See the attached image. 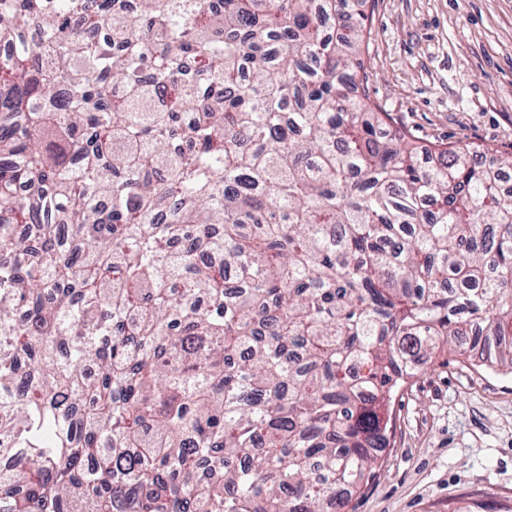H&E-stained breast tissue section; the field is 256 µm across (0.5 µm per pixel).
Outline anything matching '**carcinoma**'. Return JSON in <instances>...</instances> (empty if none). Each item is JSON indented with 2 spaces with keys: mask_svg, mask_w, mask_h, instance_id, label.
<instances>
[{
  "mask_svg": "<svg viewBox=\"0 0 512 512\" xmlns=\"http://www.w3.org/2000/svg\"><path fill=\"white\" fill-rule=\"evenodd\" d=\"M114 2L0 0V512H345L425 359L512 373V192L351 93L359 0Z\"/></svg>",
  "mask_w": 512,
  "mask_h": 512,
  "instance_id": "carcinoma-1",
  "label": "carcinoma"
}]
</instances>
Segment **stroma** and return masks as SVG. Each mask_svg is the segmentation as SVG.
Wrapping results in <instances>:
<instances>
[{"label": "stroma", "instance_id": "obj_1", "mask_svg": "<svg viewBox=\"0 0 512 512\" xmlns=\"http://www.w3.org/2000/svg\"><path fill=\"white\" fill-rule=\"evenodd\" d=\"M356 81L422 148L512 155V0H365ZM376 477L347 512H512V374L453 351L388 405Z\"/></svg>", "mask_w": 512, "mask_h": 512}]
</instances>
